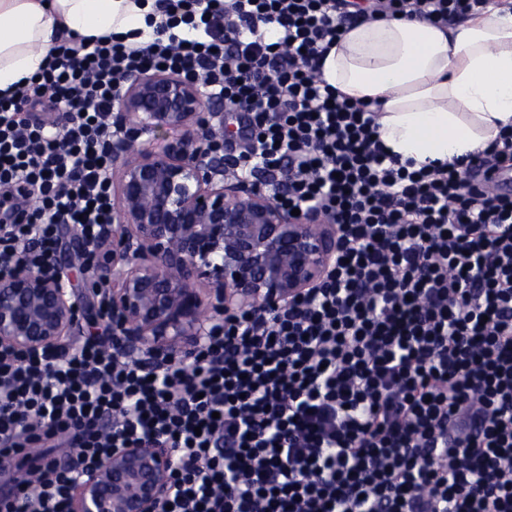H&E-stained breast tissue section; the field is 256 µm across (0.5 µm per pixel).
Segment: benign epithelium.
<instances>
[{"mask_svg": "<svg viewBox=\"0 0 512 512\" xmlns=\"http://www.w3.org/2000/svg\"><path fill=\"white\" fill-rule=\"evenodd\" d=\"M112 225L108 253L86 292L116 354L149 368L186 361L207 323L226 312L259 318L324 282L339 250L336 225L312 209L294 216L281 184L258 188L224 157V100L192 76L146 72L113 104ZM152 127L180 131L162 149ZM73 239L57 256L83 267ZM81 313L64 282L20 267L0 278V344L60 353ZM172 457L159 444L114 448L70 495L69 512H162Z\"/></svg>", "mask_w": 512, "mask_h": 512, "instance_id": "7a95c632", "label": "benign epithelium"}]
</instances>
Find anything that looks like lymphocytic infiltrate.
<instances>
[{
	"mask_svg": "<svg viewBox=\"0 0 512 512\" xmlns=\"http://www.w3.org/2000/svg\"><path fill=\"white\" fill-rule=\"evenodd\" d=\"M511 1L155 0L142 40L72 36L0 98V276H57L67 226L93 268L113 103L160 68L223 97L239 174L286 180L283 203L341 240L323 284L265 320L224 315L186 362L150 370L94 336L0 345V460L36 475L0 512H69L83 473L63 447L91 463L150 442L173 453L171 512H512V130L417 168L322 72L345 25L445 27Z\"/></svg>",
	"mask_w": 512,
	"mask_h": 512,
	"instance_id": "1",
	"label": "lymphocytic infiltrate"
}]
</instances>
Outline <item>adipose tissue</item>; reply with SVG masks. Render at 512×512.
<instances>
[{
	"label": "adipose tissue",
	"instance_id": "ef3b65f1",
	"mask_svg": "<svg viewBox=\"0 0 512 512\" xmlns=\"http://www.w3.org/2000/svg\"><path fill=\"white\" fill-rule=\"evenodd\" d=\"M141 0H0V96L37 73L62 35L145 28ZM325 80L377 104L379 136L401 159L445 161L485 148L512 126V10L448 27L381 17L344 28Z\"/></svg>",
	"mask_w": 512,
	"mask_h": 512
}]
</instances>
